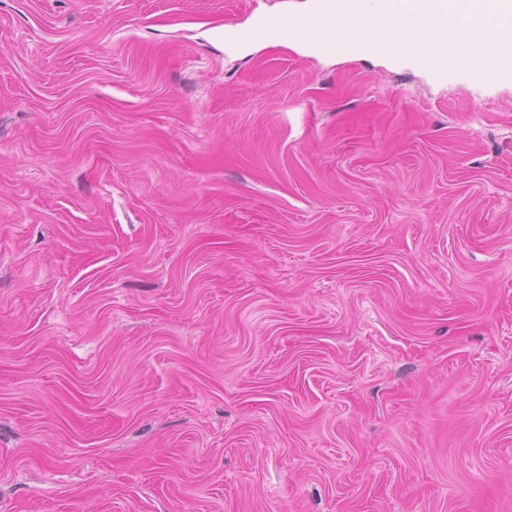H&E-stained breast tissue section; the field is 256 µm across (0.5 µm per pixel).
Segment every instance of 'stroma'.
<instances>
[{
  "mask_svg": "<svg viewBox=\"0 0 512 512\" xmlns=\"http://www.w3.org/2000/svg\"><path fill=\"white\" fill-rule=\"evenodd\" d=\"M0 0V512H512V84Z\"/></svg>",
  "mask_w": 512,
  "mask_h": 512,
  "instance_id": "stroma-1",
  "label": "stroma"
}]
</instances>
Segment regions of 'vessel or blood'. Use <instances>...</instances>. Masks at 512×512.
Masks as SVG:
<instances>
[{"label":"vessel or blood","mask_w":512,"mask_h":512,"mask_svg":"<svg viewBox=\"0 0 512 512\" xmlns=\"http://www.w3.org/2000/svg\"><path fill=\"white\" fill-rule=\"evenodd\" d=\"M485 7L499 18L489 34L483 37L465 35L445 41L438 47L439 52L450 55L467 49L475 60L474 66L455 69L443 62L429 67L428 72L436 81L448 84L481 83L485 80L486 71L490 70L498 82L512 83V56L498 54L490 58L485 52L486 43H512V0H485ZM456 8V0H336L332 6L322 2L298 19L285 16L272 23L262 20L245 28H225L224 40L234 45L271 32L281 40L304 44L314 53L333 52L340 47L349 49L359 46L360 41L352 36L339 44L326 41L318 32L323 25H344L353 19H363L387 31L406 21L418 30L430 27L444 33L455 24Z\"/></svg>","instance_id":"vessel-or-blood-1"}]
</instances>
